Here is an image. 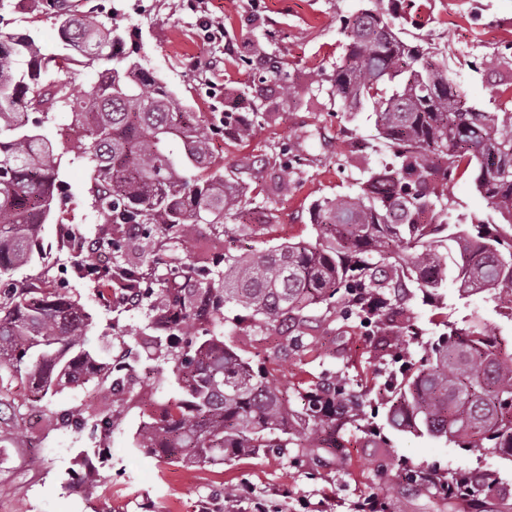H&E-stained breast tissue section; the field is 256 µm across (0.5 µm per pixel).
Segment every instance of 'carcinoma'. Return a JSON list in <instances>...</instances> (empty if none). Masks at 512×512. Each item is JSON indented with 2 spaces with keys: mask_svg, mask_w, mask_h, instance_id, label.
<instances>
[{
  "mask_svg": "<svg viewBox=\"0 0 512 512\" xmlns=\"http://www.w3.org/2000/svg\"><path fill=\"white\" fill-rule=\"evenodd\" d=\"M408 2L374 0L371 9L339 16L346 54L310 82L319 91L331 83L345 112L372 104L393 161L365 168L358 193L314 204L315 240L231 256L220 237H200L195 261L173 244L191 239L197 226L222 228L231 219L232 230L248 229L238 181L212 171L214 124L186 111L134 61L99 71L75 96L69 57L46 53L30 35L0 32V413L13 407L6 377L28 382L41 401L93 382L108 383L105 398L114 403L125 395L116 379L129 366L102 362L85 346L91 314L61 292L64 283H10L32 262L41 225L68 195L61 156L40 133L49 113L68 110L84 138L75 159L90 167L86 193L106 223L93 239L78 237L79 250L111 255L86 277L111 295L138 294L159 331L185 342L171 367L181 394L161 418L141 423L134 436L141 452L200 467L268 449L318 467L324 437L359 419L365 400L341 373L307 386L308 427L296 428L286 392L267 368L208 336L228 304L276 331L277 359L310 351L309 311L326 306L344 326L382 336L386 355L400 363L376 390L392 427L469 452L512 449V343L471 320L447 326L417 358L410 347L421 332L409 308L415 292L451 278L460 295L486 292L512 317V99L497 112L467 105L436 55L400 38ZM119 30L115 19L107 27L59 15L61 42L87 65L114 57ZM289 78L288 63L267 62L260 82L297 98ZM264 116L238 123L226 112L224 125L246 141ZM470 168L500 221L450 233L448 181ZM62 420H92L112 432V413L98 409L74 408ZM377 472L433 492L448 512H512V485L494 478L431 477L399 469L387 455Z\"/></svg>",
  "mask_w": 512,
  "mask_h": 512,
  "instance_id": "carcinoma-1",
  "label": "carcinoma"
}]
</instances>
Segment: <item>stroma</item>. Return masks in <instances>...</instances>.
Wrapping results in <instances>:
<instances>
[{
  "label": "stroma",
  "mask_w": 512,
  "mask_h": 512,
  "mask_svg": "<svg viewBox=\"0 0 512 512\" xmlns=\"http://www.w3.org/2000/svg\"><path fill=\"white\" fill-rule=\"evenodd\" d=\"M80 15H91L108 25L119 20L124 41L121 54L139 61L151 74L180 97L187 111L243 114L270 113L256 125L245 143L221 134L213 136L218 167L234 173L244 186L253 211L249 231L224 234V250L239 255L264 250L285 241L314 237L311 204L323 197L354 193L362 176L359 164L336 165L338 155L359 150L371 162L388 160L391 149L375 126L371 109L344 112L330 88L294 104L280 93H261L254 63L269 56L288 59L295 86L306 87L313 72L330 69L345 53L339 15L368 8L369 0H68ZM5 22L0 30L32 35L45 50L58 52V12L49 0H0ZM412 24L401 31L404 41L433 48L461 85L470 105L486 112L503 102L494 76L512 78V0H413ZM223 24V41L204 39L203 21ZM71 115L51 113L42 127L61 155L60 173L71 193L56 207L41 229L44 252L31 266L15 272L17 285L67 279L69 252L58 242L56 225L65 222L76 232L93 235L102 216L93 211L84 192L86 167L73 157L80 143L71 134ZM302 160L288 177L287 193L270 190L271 179L281 172L283 149ZM253 157L257 167L239 168L243 157ZM473 173L448 183L447 207L453 219L470 224L490 217L487 199L478 193ZM69 296L91 313L88 347L109 361L117 351L127 358L157 366L154 383L159 392L173 397L177 386L170 374V347L144 351L141 339L155 333L153 315L144 307L119 300L105 301L100 287L88 280H70ZM411 310L424 339L438 334L433 318L442 314L452 323L473 318L484 322L491 334L512 337V321L502 317L487 294L460 296L455 283L441 288L439 296L415 295ZM314 325L312 354L275 363L267 358L276 350L278 336L256 327L243 311L227 306L216 335L253 363H267L274 379L287 387L289 411L302 418L299 397L308 381L346 373L356 383L371 378L372 337L360 332H337L325 319L324 308L310 312ZM143 372L133 370L125 400L107 405L100 388L66 389L50 401H36L27 384L14 392L23 408L20 415L0 420V512H220L217 489L238 487L236 512H354L356 504L375 497L394 502L403 512H437L432 499L407 491L393 481L380 480L375 472L378 450L353 426L337 437L335 454H323L319 469L293 463L274 452L242 457L218 466L188 468L134 451V434L147 416L159 415L161 406L141 398ZM111 408L114 427L108 439L109 456L99 460L98 435L93 427L75 431L50 427L48 416L71 408ZM363 421L376 427L388 444L396 464L424 467L445 474L477 469L512 484V457L500 450L466 452L453 443L424 433L393 429L384 408L370 403ZM90 469L87 486L69 487L67 479L77 461Z\"/></svg>",
  "instance_id": "obj_1"
}]
</instances>
